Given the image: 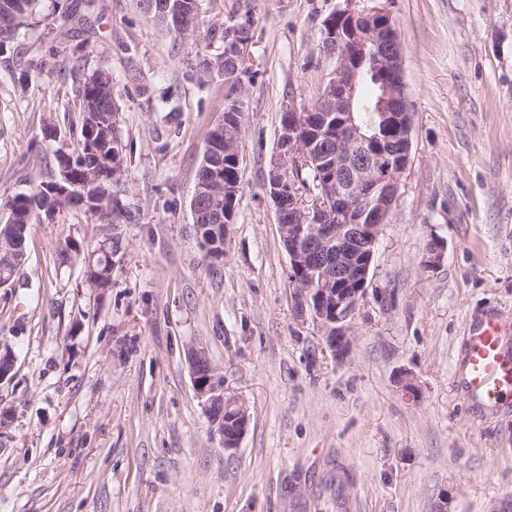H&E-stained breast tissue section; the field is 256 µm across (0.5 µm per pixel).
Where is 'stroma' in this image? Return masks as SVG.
Instances as JSON below:
<instances>
[{"instance_id":"1","label":"stroma","mask_w":512,"mask_h":512,"mask_svg":"<svg viewBox=\"0 0 512 512\" xmlns=\"http://www.w3.org/2000/svg\"><path fill=\"white\" fill-rule=\"evenodd\" d=\"M344 0H202L199 34L246 27L242 189L222 259L190 211L229 92L206 52L147 18L139 0H41L21 29L27 68L0 57V202L39 154L71 147L87 70L112 73L127 163L112 288L58 267L89 215L28 229L29 260L0 288V512H512V409L484 414L451 385L469 329L512 331V0H387L413 114L410 162L383 225L354 324L336 358L298 316L266 179L286 106L311 105L336 67L325 19ZM62 32V41L47 29ZM58 131L42 137L45 123ZM443 241L438 264L427 245ZM203 345L249 428L225 450L192 384ZM410 375L420 398L399 387Z\"/></svg>"}]
</instances>
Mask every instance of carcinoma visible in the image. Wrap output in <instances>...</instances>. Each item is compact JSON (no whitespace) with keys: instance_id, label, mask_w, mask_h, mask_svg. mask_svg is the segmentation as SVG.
Instances as JSON below:
<instances>
[{"instance_id":"obj_1","label":"carcinoma","mask_w":512,"mask_h":512,"mask_svg":"<svg viewBox=\"0 0 512 512\" xmlns=\"http://www.w3.org/2000/svg\"><path fill=\"white\" fill-rule=\"evenodd\" d=\"M201 0H155V7L147 17L165 25L176 37L186 39L194 36L197 28ZM39 0H0V19L10 17L24 24V19L33 14ZM19 33L0 26V54L15 51L18 47ZM369 65H364L363 75L358 88L367 85V95L357 93L361 107L376 103L380 88L367 75ZM75 108L78 112L77 141L72 151L59 149L51 158H43L37 168L24 179V188L11 196L0 207L7 218L0 222V285L11 281L15 273L23 266L17 258L28 254V226L51 220L61 211L74 208L67 199L51 192L58 181L68 179L74 183H91L90 191L107 200L87 210L91 221L101 227L105 248L98 250L93 257L85 253L83 243L67 235L58 242L56 262L60 266L76 263L92 265V272L85 274L88 287L102 292L112 288V269L123 249V238L114 224L122 219L127 223L136 221L135 215L121 207L112 187L119 180H108L106 162L115 163L120 171H125L126 145L121 136L119 106L112 95V74L103 69L82 72V78L76 91ZM210 158H202L197 179L202 181L201 195L213 198L224 205V183L206 180L205 163ZM292 180L289 187L298 197L314 193L322 197L328 193L322 171L309 164L299 153L289 157ZM200 238L207 256L218 259L224 256V224L204 222L201 225ZM240 412V400L224 397V430L235 429Z\"/></svg>"}]
</instances>
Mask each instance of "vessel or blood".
I'll list each match as a JSON object with an SVG mask.
<instances>
[{
	"label": "vessel or blood",
	"instance_id": "vessel-or-blood-1",
	"mask_svg": "<svg viewBox=\"0 0 512 512\" xmlns=\"http://www.w3.org/2000/svg\"><path fill=\"white\" fill-rule=\"evenodd\" d=\"M454 381L469 402L487 408L512 402V350L498 316H489L471 329Z\"/></svg>",
	"mask_w": 512,
	"mask_h": 512
}]
</instances>
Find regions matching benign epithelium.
I'll return each mask as SVG.
<instances>
[{"label":"benign epithelium","mask_w":512,"mask_h":512,"mask_svg":"<svg viewBox=\"0 0 512 512\" xmlns=\"http://www.w3.org/2000/svg\"><path fill=\"white\" fill-rule=\"evenodd\" d=\"M233 50L224 70L243 71L244 31L229 29ZM327 51L336 55V68L311 107L285 108L286 119L278 130V158L270 169L266 192L273 201L280 231L288 239V274L306 280L295 295V307L320 329L329 349L338 358L351 348L354 322L367 295L368 276L380 229L387 223L399 197V177L411 150L413 114L409 112L402 68V52L391 13L379 2L360 8L358 0L328 19L323 28ZM371 57L381 84L377 109L388 121L392 134L368 137L354 119L358 61ZM242 97L227 99L224 122L218 132L238 125ZM309 156L330 173L331 191L324 199L308 204L288 188V156L295 151ZM331 276L334 288H318ZM204 351L195 350L192 379L197 397L208 406L224 392V377L216 367L197 368ZM234 434L222 435L224 449L239 446L248 425Z\"/></svg>","instance_id":"7a95c632"}]
</instances>
